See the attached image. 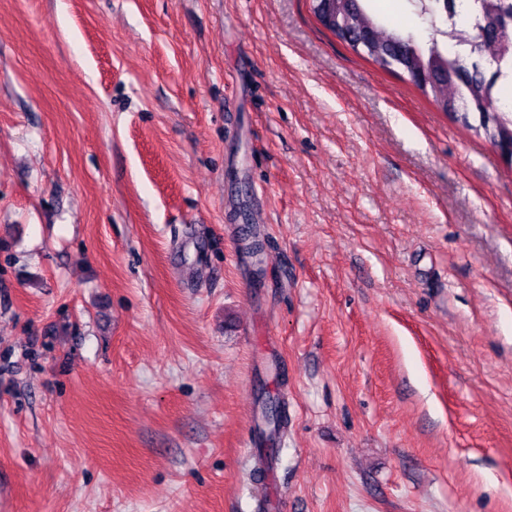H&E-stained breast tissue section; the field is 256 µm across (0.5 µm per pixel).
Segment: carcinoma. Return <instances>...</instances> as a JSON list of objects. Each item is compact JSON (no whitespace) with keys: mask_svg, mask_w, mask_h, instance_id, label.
<instances>
[{"mask_svg":"<svg viewBox=\"0 0 512 512\" xmlns=\"http://www.w3.org/2000/svg\"><path fill=\"white\" fill-rule=\"evenodd\" d=\"M335 0L336 28L334 36L354 45L363 42L369 51L363 57L380 69L397 73L441 111L448 112V104L457 105L453 113L456 120L476 132H484L493 146L506 155L512 154V110L500 105L494 89L503 84L505 70L512 71V29L499 32L497 21L512 15V0H472L474 20L464 36L456 39L457 45L469 46L468 59L443 50L436 38L419 42L412 34L387 28L368 11L364 0ZM415 11L427 20L434 31L449 37L443 29L448 19L457 15V0H409ZM446 66L452 79L446 84L430 81L434 66ZM476 114L479 124L470 122ZM287 420L284 404L277 397H268L256 418L255 428L275 436Z\"/></svg>","mask_w":512,"mask_h":512,"instance_id":"obj_1","label":"carcinoma"}]
</instances>
